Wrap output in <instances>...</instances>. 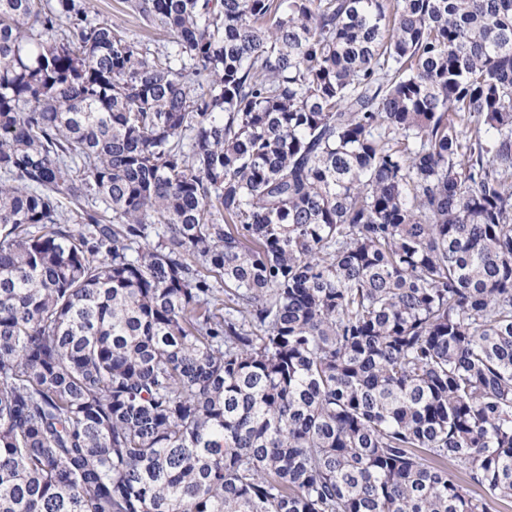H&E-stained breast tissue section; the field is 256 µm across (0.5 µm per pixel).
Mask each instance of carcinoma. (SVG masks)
Here are the masks:
<instances>
[{
    "label": "carcinoma",
    "mask_w": 512,
    "mask_h": 512,
    "mask_svg": "<svg viewBox=\"0 0 512 512\" xmlns=\"http://www.w3.org/2000/svg\"><path fill=\"white\" fill-rule=\"evenodd\" d=\"M124 4L0 0V512L512 499V0ZM94 6L96 18L100 21H106L112 25H118L127 31L128 35H133L151 48V51L173 52L174 44L169 38H156L150 35L142 24L134 17L124 12L123 0H91ZM151 38V40H148ZM156 40V41H153Z\"/></svg>",
    "instance_id": "obj_1"
}]
</instances>
